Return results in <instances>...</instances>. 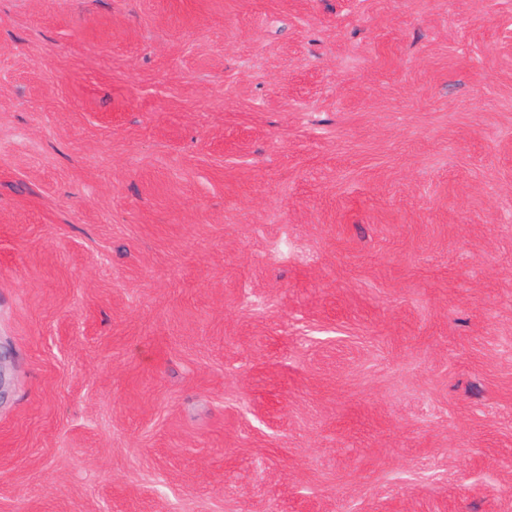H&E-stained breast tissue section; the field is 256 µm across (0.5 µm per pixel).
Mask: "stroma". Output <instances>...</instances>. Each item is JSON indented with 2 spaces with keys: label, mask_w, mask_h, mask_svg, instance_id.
<instances>
[{
  "label": "stroma",
  "mask_w": 512,
  "mask_h": 512,
  "mask_svg": "<svg viewBox=\"0 0 512 512\" xmlns=\"http://www.w3.org/2000/svg\"><path fill=\"white\" fill-rule=\"evenodd\" d=\"M0 512H512V0H0Z\"/></svg>",
  "instance_id": "1"
}]
</instances>
